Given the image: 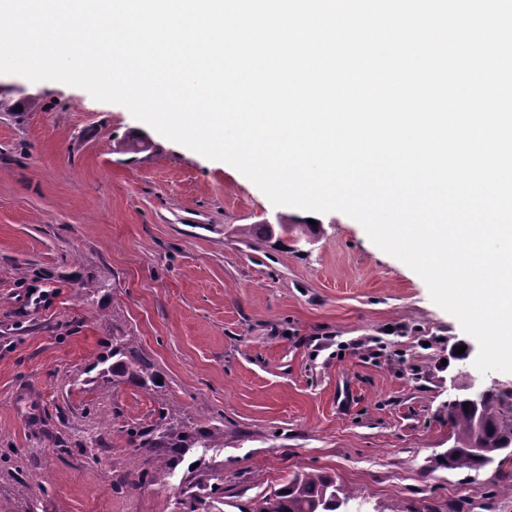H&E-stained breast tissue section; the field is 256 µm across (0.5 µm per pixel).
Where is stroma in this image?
<instances>
[{
    "label": "stroma",
    "instance_id": "obj_1",
    "mask_svg": "<svg viewBox=\"0 0 512 512\" xmlns=\"http://www.w3.org/2000/svg\"><path fill=\"white\" fill-rule=\"evenodd\" d=\"M0 90L28 104L0 112V512H239L299 468L358 492L362 512H512V461L433 463L449 371L508 404L512 373L457 361L459 321L358 221L274 205L82 88L0 74ZM282 216L315 219L308 241L265 237ZM123 333L163 389L91 370ZM166 405L223 419V447L114 493L147 455L128 425ZM215 483L190 502L189 485Z\"/></svg>",
    "mask_w": 512,
    "mask_h": 512
}]
</instances>
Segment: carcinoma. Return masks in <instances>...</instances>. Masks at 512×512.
I'll return each mask as SVG.
<instances>
[{
    "label": "carcinoma",
    "instance_id": "cac0c4a2",
    "mask_svg": "<svg viewBox=\"0 0 512 512\" xmlns=\"http://www.w3.org/2000/svg\"><path fill=\"white\" fill-rule=\"evenodd\" d=\"M105 359L112 360L109 373L112 387L134 385L151 390L160 387L155 365L140 350L136 337L114 336ZM483 428H476V414L462 401L448 403V421L452 425L453 444L440 466L449 470H479L495 462L512 460V404L504 406L499 394L492 392L482 411ZM129 442L136 448H161L148 456L138 474L142 484L163 482L179 464L188 448L224 447V426L191 422L171 407H162L147 426L126 429ZM483 448L471 451L473 444ZM358 499V494L337 484L329 474L298 469L280 488L265 496L261 512H343V507Z\"/></svg>",
    "mask_w": 512,
    "mask_h": 512
}]
</instances>
